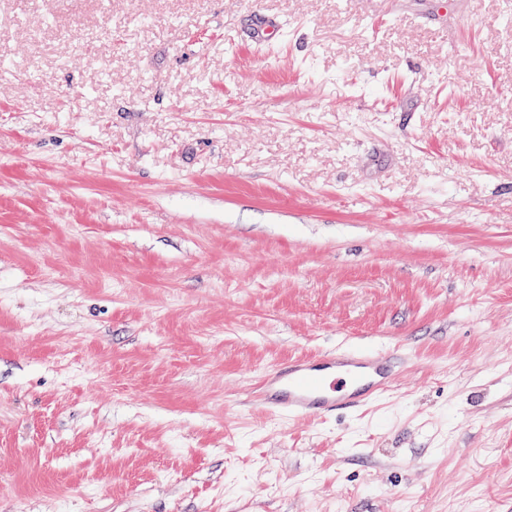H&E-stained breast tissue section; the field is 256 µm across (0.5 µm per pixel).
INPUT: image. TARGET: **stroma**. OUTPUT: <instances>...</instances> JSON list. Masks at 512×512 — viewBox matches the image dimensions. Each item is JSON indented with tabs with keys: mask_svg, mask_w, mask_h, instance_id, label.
<instances>
[{
	"mask_svg": "<svg viewBox=\"0 0 512 512\" xmlns=\"http://www.w3.org/2000/svg\"><path fill=\"white\" fill-rule=\"evenodd\" d=\"M436 3L0 0V512H512V0ZM397 366L370 351L289 358L261 381L260 406L288 420L356 411L395 387Z\"/></svg>",
	"mask_w": 512,
	"mask_h": 512,
	"instance_id": "stroma-1",
	"label": "stroma"
}]
</instances>
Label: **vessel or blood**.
<instances>
[{
	"label": "vessel or blood",
	"mask_w": 512,
	"mask_h": 512,
	"mask_svg": "<svg viewBox=\"0 0 512 512\" xmlns=\"http://www.w3.org/2000/svg\"><path fill=\"white\" fill-rule=\"evenodd\" d=\"M392 358L331 351L292 358L261 381L260 406L288 419L334 416L366 406L395 387Z\"/></svg>",
	"instance_id": "b4317fda"
}]
</instances>
